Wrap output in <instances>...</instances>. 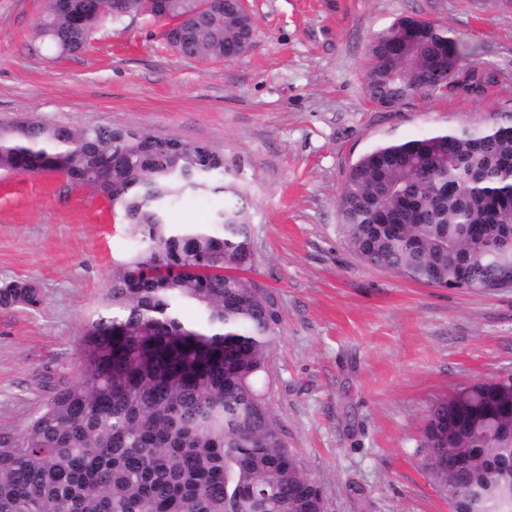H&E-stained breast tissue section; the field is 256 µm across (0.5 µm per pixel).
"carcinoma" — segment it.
Segmentation results:
<instances>
[{"instance_id": "carcinoma-1", "label": "carcinoma", "mask_w": 512, "mask_h": 512, "mask_svg": "<svg viewBox=\"0 0 512 512\" xmlns=\"http://www.w3.org/2000/svg\"><path fill=\"white\" fill-rule=\"evenodd\" d=\"M108 2L46 0L37 35L83 52ZM167 2L186 57H231L251 39L237 0L222 16ZM473 52L444 26L401 16L370 38L365 95L400 103L445 84L478 89L482 75L462 66ZM0 172L93 189L141 243L113 264L83 327L77 379L45 377L46 408L0 429V512H322L256 384L279 309L246 276L248 196L224 156L23 118L0 123ZM208 192L224 194L211 222H171L182 196ZM337 207L339 235L367 265L456 291L512 288V111L378 143L348 169ZM16 304L40 305L34 281L0 287V307ZM418 448L454 512H512V387L481 381L435 401Z\"/></svg>"}]
</instances>
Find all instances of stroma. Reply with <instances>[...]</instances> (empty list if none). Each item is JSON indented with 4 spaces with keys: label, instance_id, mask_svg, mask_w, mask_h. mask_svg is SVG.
<instances>
[{
    "label": "stroma",
    "instance_id": "obj_1",
    "mask_svg": "<svg viewBox=\"0 0 512 512\" xmlns=\"http://www.w3.org/2000/svg\"><path fill=\"white\" fill-rule=\"evenodd\" d=\"M248 4L249 51L201 61L142 15L107 18L87 50L61 56L34 35L45 0H0V121L111 125L222 153L248 187L253 276L280 309L266 398L322 512H450L417 439L434 400L512 375V289L451 292L362 263L337 231V197L377 142L512 108V0ZM403 15L473 46L486 83L371 105L369 40ZM223 206V194H189L172 219L206 222ZM136 247L93 190L49 173L0 177V285L31 279L41 293L37 308H0V427L46 406L44 375L76 380L81 329L113 262Z\"/></svg>",
    "mask_w": 512,
    "mask_h": 512
}]
</instances>
